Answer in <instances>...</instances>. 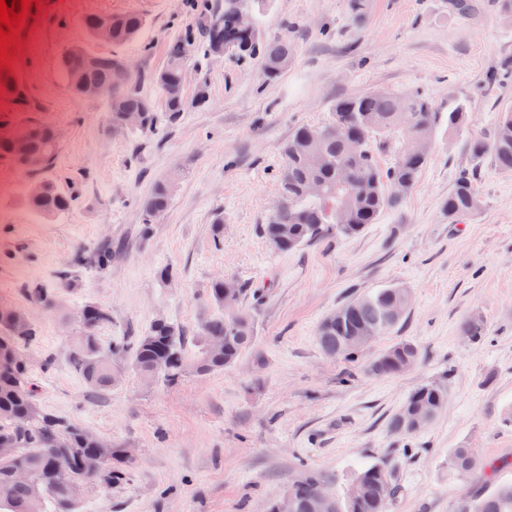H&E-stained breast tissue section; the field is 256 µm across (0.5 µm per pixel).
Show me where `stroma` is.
<instances>
[{
	"label": "stroma",
	"mask_w": 512,
	"mask_h": 512,
	"mask_svg": "<svg viewBox=\"0 0 512 512\" xmlns=\"http://www.w3.org/2000/svg\"><path fill=\"white\" fill-rule=\"evenodd\" d=\"M239 3L261 37L288 35V68L268 81L258 58L190 65L186 95L205 85L206 104L152 134L114 131L105 101L74 95L64 53L80 44L119 54L154 97L151 77L169 45L223 13L224 0H48L10 63L22 96L0 95V115L48 124L60 142L40 172L0 159V304L36 330L23 352L38 407L135 453L126 482L87 486L79 512H268L306 469L342 480L375 462L404 487L389 512H454L465 487L448 477L452 449H476L499 462L497 480H512V173L484 160L478 212L452 224L442 211L471 165L468 139L488 135L512 107V23L491 0L467 15L451 0H362L357 12L348 0ZM126 12L145 21L133 43L93 40L83 26L90 13ZM373 89L419 92L439 112L465 107L467 129L439 126L404 204L359 236L278 252L260 227L277 197L283 144L298 126L328 123L336 99ZM169 176L173 201L144 228L141 202ZM46 179L71 195L66 214L27 208L30 186ZM166 266L176 279L160 280ZM222 276L251 290L254 344L231 367L150 387L129 371L99 393L71 368L76 314L89 303L112 314L98 330L103 346L131 344L162 314L194 354L213 312L207 286ZM394 283L413 295L398 329L350 358L321 350L327 315ZM34 288L49 300L32 298ZM471 315L485 324L483 343L461 332ZM404 339L421 349L415 366L365 374ZM431 382L448 388L439 415L418 435L391 432L409 394Z\"/></svg>",
	"instance_id": "35a3bbf8"
}]
</instances>
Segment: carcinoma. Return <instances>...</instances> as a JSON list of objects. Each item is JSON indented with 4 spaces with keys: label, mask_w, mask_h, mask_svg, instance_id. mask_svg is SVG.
<instances>
[{
    "label": "carcinoma",
    "mask_w": 512,
    "mask_h": 512,
    "mask_svg": "<svg viewBox=\"0 0 512 512\" xmlns=\"http://www.w3.org/2000/svg\"><path fill=\"white\" fill-rule=\"evenodd\" d=\"M237 12L238 8L232 5L224 8V14L203 31L197 54L208 59L213 52L214 35L222 31L225 51L243 59H262L265 78L277 79L291 60V42L286 36L274 40H263L256 33L241 37L237 31ZM102 23L110 25L112 44L118 46L135 40L145 27L144 19L135 13L90 17L84 20V27L91 38H96V29ZM125 65L117 55L95 53L82 45L70 48L62 58L69 86L79 96L86 87L112 92L118 72ZM178 66L174 45L167 64L153 75L156 87L164 84L169 90L163 111H154L149 96L130 78L119 91L112 92L108 106L112 111V129L121 130V115L126 112L143 113L140 133H154L175 124L182 110ZM332 112L331 122L298 127L283 147V161L277 173V182L283 184V200L261 226L262 235L280 252L296 251L321 240L331 228L338 235L354 237L377 223L385 211L403 203L404 196L395 194L393 185L405 183L413 188L430 161L431 151L411 149L412 140L428 144L441 123H448V132L453 133L463 130L468 121L465 110L456 109L445 115L436 111L427 97L413 91L372 90L339 98ZM19 133L26 139L30 157L38 164L27 166L14 157L10 144L2 142L0 158L9 159L23 170L49 167L58 149L55 129L27 123L19 125ZM469 151L474 161L489 157L499 170L512 173V108L499 112L490 136L472 139ZM309 154L322 155L327 163L312 168L307 161ZM382 155L388 157L384 165L380 163ZM475 179L472 171L464 170L458 175L443 203L448 223L459 224L478 210ZM310 182L320 186L319 194L307 195L306 185ZM175 185L173 176L161 179L143 200L144 230H149L167 211ZM71 204V196L52 181L48 182L44 196L27 198L28 208L43 217L61 215L70 210ZM207 299L214 312L197 332V351L193 356L186 355L182 330L174 323L163 328L150 326L145 335L125 348L129 366L144 384L172 381L190 371L201 375L222 370L235 364L251 347L252 317L242 306L233 314L225 313L221 280L210 282ZM411 300L410 289L399 284L350 300L339 307V318H327L321 323L317 336L320 348L338 356H353L360 347L353 345L349 337L365 330L373 331L377 338L390 334L403 321ZM88 309L89 325L81 332L85 339L70 346L68 357L88 389L98 392L112 388L121 378L112 366V349H104L97 342L99 328L110 322L111 315L100 305L90 304ZM15 321L10 311L0 309V512H28L36 501L41 503L40 512H77L81 494L75 491V484H120L131 469L132 460L125 457L122 448L110 446L100 450L81 443V428L37 407L28 362L21 355L31 337L14 335ZM462 330L475 343L485 337V325L477 317L466 319ZM210 336L224 339L221 362L205 357V344ZM420 357L416 344L402 340L369 362L365 371L376 377H393L413 367ZM447 397L445 386L425 384L408 396L404 406L437 414ZM100 451L105 455L102 471L93 478L84 476L80 472L82 458ZM498 468L497 463L480 458L473 448H455L448 453L451 478L464 483L474 479L487 482L484 492L457 502L456 512H512V481L489 480ZM18 471L26 472L28 477L15 478ZM325 482V475L317 470H310L295 481L288 490L294 499V512H309ZM351 484L360 485L361 495L351 500L344 492L333 493L325 512H387L401 493L385 465L378 463L351 473L345 485Z\"/></svg>",
    "instance_id": "1"
}]
</instances>
